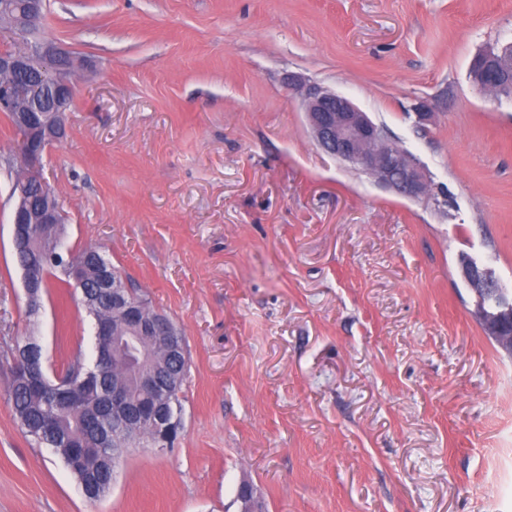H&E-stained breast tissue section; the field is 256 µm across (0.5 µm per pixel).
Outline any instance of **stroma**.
Listing matches in <instances>:
<instances>
[{
  "instance_id": "obj_1",
  "label": "stroma",
  "mask_w": 512,
  "mask_h": 512,
  "mask_svg": "<svg viewBox=\"0 0 512 512\" xmlns=\"http://www.w3.org/2000/svg\"><path fill=\"white\" fill-rule=\"evenodd\" d=\"M42 36L85 67L43 158L71 249L100 248L182 331L173 447H139L97 501L20 431L0 363V512H512V355L460 254L512 291V99L473 57L512 0H48ZM329 88L446 201L322 150L295 81ZM432 114L416 118L419 107ZM0 112V352L33 335L56 376L94 360L81 293L26 313Z\"/></svg>"
}]
</instances>
